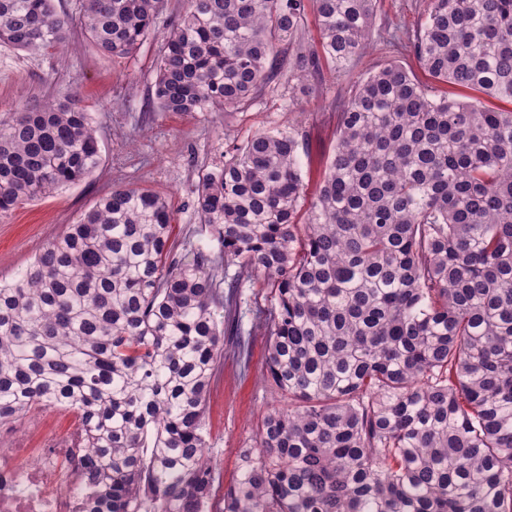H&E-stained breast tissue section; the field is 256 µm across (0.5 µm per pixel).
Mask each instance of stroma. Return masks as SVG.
<instances>
[{"label": "stroma", "mask_w": 512, "mask_h": 512, "mask_svg": "<svg viewBox=\"0 0 512 512\" xmlns=\"http://www.w3.org/2000/svg\"><path fill=\"white\" fill-rule=\"evenodd\" d=\"M184 9L185 0H164L151 35L123 59L101 54L77 31L65 52L53 50L38 58L0 46V119L26 106L71 99L91 114L101 151L98 168L83 182L0 213V279H11L48 241L119 186L140 187L166 199L176 247H207L208 233L192 207L199 171L258 130L306 132L309 145L300 153L302 205L310 207L333 155L339 98L395 60L420 83L430 82L415 59L384 49L373 31L365 52L343 70L323 63L320 75L308 78V92H292L274 82L237 110L159 112L152 106L154 68L166 34ZM376 21L411 32L423 24L424 12L420 0H378ZM242 325L250 332L247 356L238 358L235 337L225 336L224 364L205 402L219 490L233 482L240 449L254 446L262 416L282 399L267 377L266 338L252 332L250 311H243ZM76 427L75 413L52 409L29 414L1 435L14 447L39 452L65 443Z\"/></svg>", "instance_id": "1"}]
</instances>
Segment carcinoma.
Segmentation results:
<instances>
[{"instance_id":"1","label":"carcinoma","mask_w":512,"mask_h":512,"mask_svg":"<svg viewBox=\"0 0 512 512\" xmlns=\"http://www.w3.org/2000/svg\"><path fill=\"white\" fill-rule=\"evenodd\" d=\"M187 0L154 74L161 112L240 108L273 80L367 48L377 0ZM389 63L336 105L305 222L295 129L258 131L202 170L214 245L175 251L164 198L122 187L0 280V427L39 408L80 425L84 512H210L204 406L242 279L288 405L261 420L219 512H512V0H424ZM162 0H0V46L41 56L77 25L133 55ZM292 46L289 55L280 45ZM97 129L72 101L0 121V213L86 179ZM236 268L232 278L228 270Z\"/></svg>"}]
</instances>
